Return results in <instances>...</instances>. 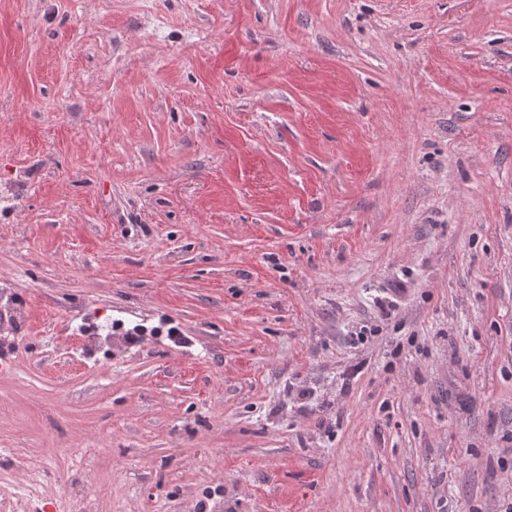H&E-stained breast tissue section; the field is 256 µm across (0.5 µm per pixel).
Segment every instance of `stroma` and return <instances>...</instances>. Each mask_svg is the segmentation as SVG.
<instances>
[{
    "mask_svg": "<svg viewBox=\"0 0 512 512\" xmlns=\"http://www.w3.org/2000/svg\"><path fill=\"white\" fill-rule=\"evenodd\" d=\"M0 286L13 512H506L512 0H0ZM112 324H109L104 331L98 329L93 333L80 336L77 342L74 356L86 355L95 350H112Z\"/></svg>",
    "mask_w": 512,
    "mask_h": 512,
    "instance_id": "obj_1",
    "label": "stroma"
}]
</instances>
